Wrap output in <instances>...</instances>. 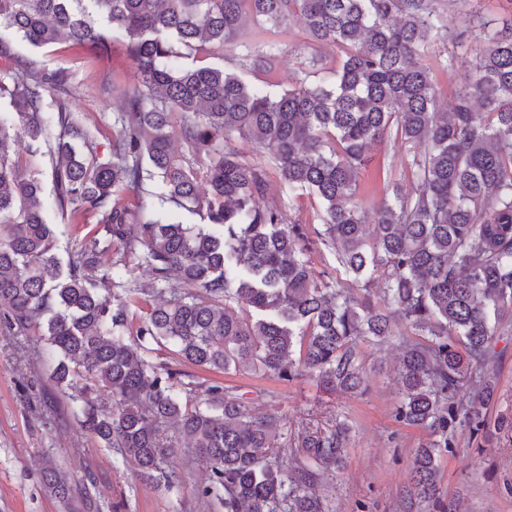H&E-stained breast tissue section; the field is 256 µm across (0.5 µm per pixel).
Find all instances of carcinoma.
Segmentation results:
<instances>
[{
	"mask_svg": "<svg viewBox=\"0 0 512 512\" xmlns=\"http://www.w3.org/2000/svg\"><path fill=\"white\" fill-rule=\"evenodd\" d=\"M293 21L310 53L274 95ZM2 29L36 49L118 40L136 66L103 158L71 110V72L45 70L0 37V58L15 63L0 72V336L23 349L43 339L77 424L152 482L167 477L174 429L208 463L198 496L224 512H328L317 487L344 461L346 420L299 422L303 458L286 471L278 418L251 413L221 381H184L153 353L169 344L203 370L363 394L361 343L397 337L395 419L428 433L413 481L416 497L433 499L458 431L490 434L488 366L512 322V26L462 29L439 0H0ZM178 44L226 66L187 65ZM441 44L474 56L449 108L428 64ZM21 137L48 157L53 223L41 182L13 158ZM383 142L411 186L381 199L367 224L360 173ZM305 195L319 200V229L290 217ZM172 208L200 223L170 220ZM89 216L93 235L61 261L54 223ZM317 243L344 276L315 269ZM142 266L147 284L134 276ZM134 304L145 305L136 320ZM42 476L56 497L77 482L92 502V469L75 480L47 457Z\"/></svg>",
	"mask_w": 512,
	"mask_h": 512,
	"instance_id": "obj_1",
	"label": "carcinoma"
}]
</instances>
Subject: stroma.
<instances>
[{
	"label": "stroma",
	"instance_id": "obj_1",
	"mask_svg": "<svg viewBox=\"0 0 512 512\" xmlns=\"http://www.w3.org/2000/svg\"><path fill=\"white\" fill-rule=\"evenodd\" d=\"M10 41L16 54L43 68L70 69L77 86L70 106L84 125L96 129L100 148H107L112 114L136 83L135 65L124 45L112 44L102 55L63 43L35 49L15 34ZM103 73L112 78L104 95L98 88ZM392 161L388 143L367 157L359 193L364 208L394 188H408L407 175L393 168ZM361 351L368 391L356 397L321 389L312 381L286 382L252 371L220 378L259 415L272 414L291 424L303 418L322 423L335 416L347 418L352 432L344 463L328 472L319 488L330 512H512V431L487 438L458 433L453 452L439 461L435 501L414 497L413 459L427 434L394 417L402 349L395 343L380 350L365 344ZM495 352L491 370L497 391L486 414L492 419L512 417V328L502 327ZM52 371L42 344L31 343L21 357L0 337V512H87L80 497L66 504L45 488L41 467L46 452L71 472L89 463L97 481L93 497L117 506L118 512H223L216 498L197 496V486L208 478V464L189 447L178 445L166 464L172 482L149 484L116 449L100 447L86 435L65 403H58L51 414L30 407L27 381L36 376L42 386H49Z\"/></svg>",
	"mask_w": 512,
	"mask_h": 512
}]
</instances>
